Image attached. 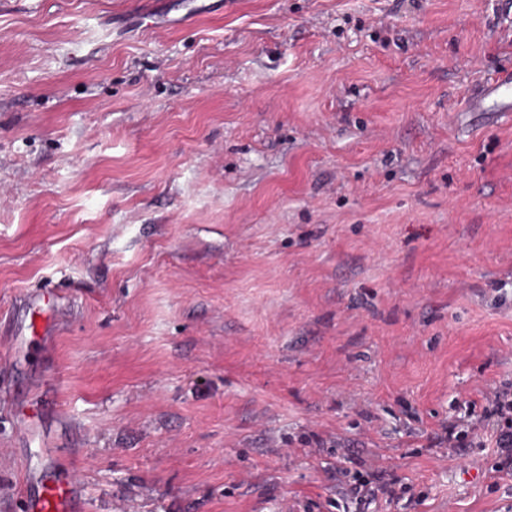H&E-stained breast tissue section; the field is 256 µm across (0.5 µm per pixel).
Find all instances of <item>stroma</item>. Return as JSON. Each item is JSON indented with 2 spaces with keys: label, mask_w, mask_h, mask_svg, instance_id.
<instances>
[{
  "label": "stroma",
  "mask_w": 512,
  "mask_h": 512,
  "mask_svg": "<svg viewBox=\"0 0 512 512\" xmlns=\"http://www.w3.org/2000/svg\"><path fill=\"white\" fill-rule=\"evenodd\" d=\"M159 2L0 0V512H512V0ZM489 98L501 100V108L503 109L501 112H512V73L507 72L504 75H499L491 79V81L471 99L470 110L476 109ZM485 400L486 415L480 426L486 435L485 442L490 445L488 448L501 460V465L491 468L496 474L512 466V386L490 389ZM66 481L54 487H48L33 496L23 499V512H81L80 500L75 489V475L66 477Z\"/></svg>",
  "instance_id": "obj_1"
}]
</instances>
